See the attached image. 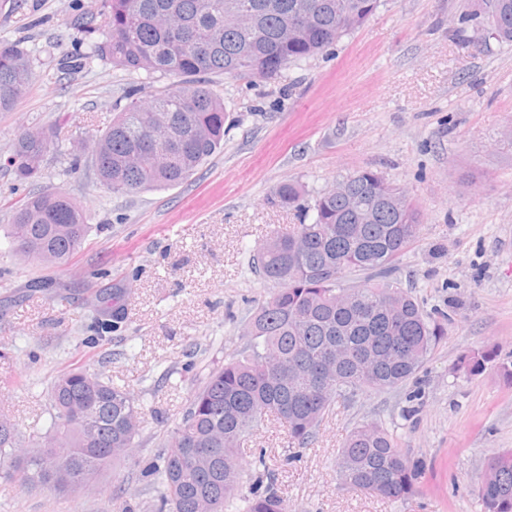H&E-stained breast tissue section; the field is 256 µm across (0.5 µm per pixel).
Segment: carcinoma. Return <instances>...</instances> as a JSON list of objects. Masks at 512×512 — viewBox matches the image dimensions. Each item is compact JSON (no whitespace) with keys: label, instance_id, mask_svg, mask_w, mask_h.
Instances as JSON below:
<instances>
[{"label":"carcinoma","instance_id":"obj_1","mask_svg":"<svg viewBox=\"0 0 512 512\" xmlns=\"http://www.w3.org/2000/svg\"><path fill=\"white\" fill-rule=\"evenodd\" d=\"M377 7L378 0H105L98 52L115 67L181 81L148 101L130 98L96 137L100 182L133 193L187 180L224 143L226 118L224 101L195 76L273 79L326 52ZM295 14L309 25L293 38L283 23ZM470 23L512 42V0H477L459 16L461 27ZM33 79L28 50L0 41V112L11 110ZM55 147L49 133H21L11 158L17 176L38 175ZM340 183L315 196L311 222L256 248L254 268L280 288L251 318V353L209 373L148 468L159 512H288L264 454L244 464L238 448L269 418L287 431L284 451L308 446L334 401L398 388L440 339L439 325L392 279L395 260L418 237L419 212L376 171L359 170ZM394 194L404 204H389ZM300 198L299 187L286 183L272 203L300 210ZM363 210L372 214L368 223L360 220ZM88 232L82 207L56 192L17 206L7 238L16 256L61 265ZM353 272L371 284H343ZM95 302L103 326L117 328L124 318L119 297L103 290ZM48 398L50 429L31 448L20 443L16 423L0 419L4 483L29 494H71L133 454L145 409L131 390L74 364ZM336 471L344 484L390 500L411 495L418 476L397 439L374 422L348 435ZM478 495L485 512H512V452L488 462Z\"/></svg>","mask_w":512,"mask_h":512}]
</instances>
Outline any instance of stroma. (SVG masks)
Masks as SVG:
<instances>
[{
  "mask_svg": "<svg viewBox=\"0 0 512 512\" xmlns=\"http://www.w3.org/2000/svg\"><path fill=\"white\" fill-rule=\"evenodd\" d=\"M104 0H5L0 41L21 42L35 78L0 112V416L23 436L50 424L47 390L69 365L132 390L146 407L130 457L88 490L28 495L0 482V512H152L145 466L179 423L212 369L248 350L250 317L277 289L255 272L250 249L300 223L273 204L293 183L318 192L362 169L404 187L421 214L418 239L394 276L443 334L417 375L392 391L336 401L311 445L285 461V432L264 423L242 456L265 451L288 512H484L478 485L488 462L512 452V44L474 27L458 33L471 0H380L360 28L326 53L272 80L205 74L226 104L224 143L183 183L130 194L102 186L90 144L126 93H162L176 80L113 67L105 37L86 26ZM51 128L58 146L39 177L8 163L18 135ZM63 191L90 232L60 267L10 250L12 209L32 194ZM46 281L40 291L33 281ZM121 290L125 317L90 346L92 301ZM488 351L476 374L463 353ZM379 421L418 461L411 496L389 500L345 485L335 461L348 432Z\"/></svg>",
  "mask_w": 512,
  "mask_h": 512,
  "instance_id": "stroma-1",
  "label": "stroma"
}]
</instances>
